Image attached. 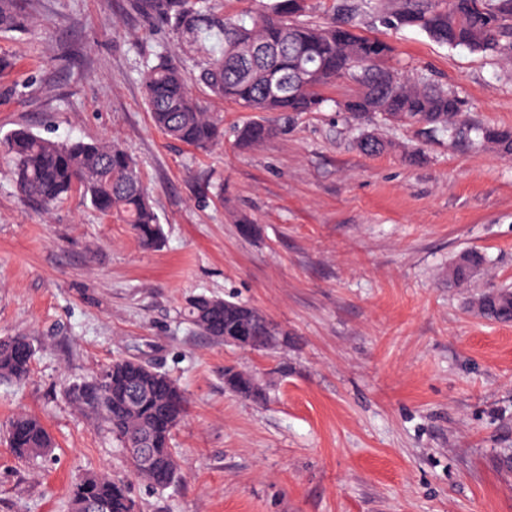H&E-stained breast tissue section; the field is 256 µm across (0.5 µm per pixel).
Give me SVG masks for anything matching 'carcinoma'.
Segmentation results:
<instances>
[{
    "label": "carcinoma",
    "instance_id": "obj_1",
    "mask_svg": "<svg viewBox=\"0 0 512 512\" xmlns=\"http://www.w3.org/2000/svg\"><path fill=\"white\" fill-rule=\"evenodd\" d=\"M212 0H137L141 12L158 17L171 29L193 69L169 54L144 61L143 96L154 127L167 138L200 152L224 140V119L193 93L202 85L212 99L246 112L286 114L318 112L327 102L325 89L347 80L354 93L340 104L352 119L369 126L417 125L428 138L464 139L490 145L512 157V127L471 125L464 101L452 90L422 75L388 66L393 47L357 30L344 15L329 22L300 20L307 0H252L255 7L229 12ZM371 13L395 27H416L435 41L466 46L500 56L512 66V0H362ZM30 23L23 0H0V33L19 31ZM277 134L263 118L237 129L243 145ZM362 151L381 153L391 147L373 132L362 134ZM0 159L8 165L16 189L45 208L78 192L95 211L131 226L141 246L161 245L163 232L150 202L138 162L117 142L58 141L25 128L0 142ZM485 259L465 253L448 271L449 281L465 286ZM509 290H495L474 300L478 311L497 317L495 306ZM187 321L216 341L251 337L254 350L270 351L277 327L259 309L238 301L199 294L187 307ZM35 348L24 336L0 337V381L23 383L30 376ZM224 384L255 403L267 401V389L255 378L224 368ZM140 395L132 403L130 393ZM79 410L105 423L124 448L137 474L149 484L166 487L178 476L171 448L174 431L187 413L185 393L167 373L139 361L118 358L106 376L75 385L68 393ZM10 447L19 458L46 454L52 438L35 417L21 414L8 428ZM136 512L125 485L105 472L84 474L73 486L69 512Z\"/></svg>",
    "mask_w": 512,
    "mask_h": 512
}]
</instances>
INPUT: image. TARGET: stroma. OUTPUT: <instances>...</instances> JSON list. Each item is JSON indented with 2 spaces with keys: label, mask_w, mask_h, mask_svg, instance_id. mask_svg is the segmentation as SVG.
Here are the masks:
<instances>
[{
  "label": "stroma",
  "mask_w": 512,
  "mask_h": 512,
  "mask_svg": "<svg viewBox=\"0 0 512 512\" xmlns=\"http://www.w3.org/2000/svg\"><path fill=\"white\" fill-rule=\"evenodd\" d=\"M34 22L0 36V138H109L140 166L163 230L142 249L129 225L72 195L25 199L0 166V336L29 337L22 384L0 381V512H68L89 471L126 485L137 512H512V321L473 297L512 288V158L384 125L392 151L327 90L321 111L276 117L242 147L250 113L212 103L224 142L201 153L167 139L142 101L143 59L180 46L135 0H29ZM360 30L391 43L392 66L434 75L475 124L512 126V70L465 47L372 15ZM418 148L422 163L404 162ZM255 232L244 237L241 222ZM467 251L487 266L465 287L448 270ZM205 293L261 309L288 344L264 353L189 326ZM118 357L176 379L188 413L164 489L138 478L121 444L67 397ZM234 366L267 387L256 404L224 384ZM35 415L55 441L25 462L7 423ZM275 124L269 122L266 118L252 121L238 128L237 140L243 145L257 144L263 142L277 134ZM509 294L511 295V291H509V290L490 291V292L483 293V294L479 295L474 300L473 303L476 306V308L478 309V311L487 317H490V318L494 317L495 319L501 320V321H510V320H512L511 315H504L502 317H499L495 310V306H496L497 302L502 297L509 296Z\"/></svg>",
  "instance_id": "1"
}]
</instances>
